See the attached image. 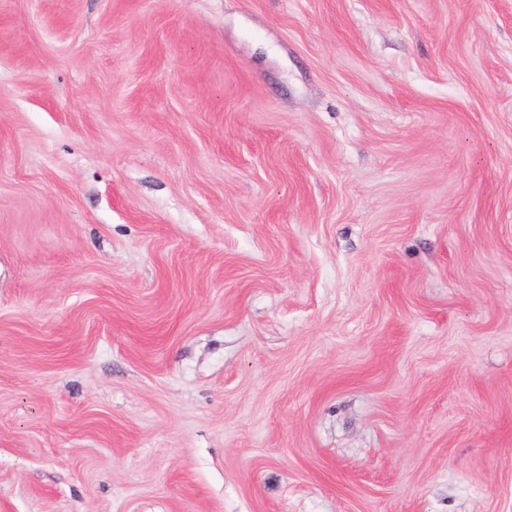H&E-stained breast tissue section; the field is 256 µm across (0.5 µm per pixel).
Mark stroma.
<instances>
[{
  "mask_svg": "<svg viewBox=\"0 0 512 512\" xmlns=\"http://www.w3.org/2000/svg\"><path fill=\"white\" fill-rule=\"evenodd\" d=\"M0 512H512V0H0Z\"/></svg>",
  "mask_w": 512,
  "mask_h": 512,
  "instance_id": "stroma-1",
  "label": "stroma"
}]
</instances>
